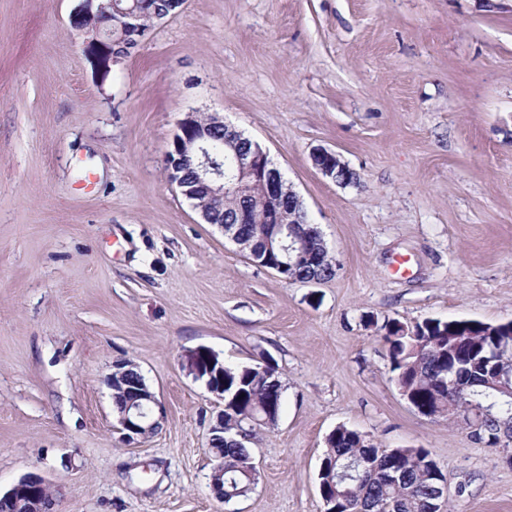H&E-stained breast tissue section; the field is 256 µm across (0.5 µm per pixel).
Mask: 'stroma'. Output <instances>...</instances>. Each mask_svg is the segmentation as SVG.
I'll return each mask as SVG.
<instances>
[{
	"instance_id": "stroma-1",
	"label": "stroma",
	"mask_w": 512,
	"mask_h": 512,
	"mask_svg": "<svg viewBox=\"0 0 512 512\" xmlns=\"http://www.w3.org/2000/svg\"><path fill=\"white\" fill-rule=\"evenodd\" d=\"M82 5L0 0V491L37 470L58 512H323L343 425L427 449L450 512H512V462L415 410L382 339L392 320L512 321V0H185L114 65L72 28ZM192 110L267 151L332 279L254 265L169 185ZM319 148L356 181L324 177ZM200 346L283 385L228 506ZM125 360L162 406L136 444L107 384Z\"/></svg>"
}]
</instances>
